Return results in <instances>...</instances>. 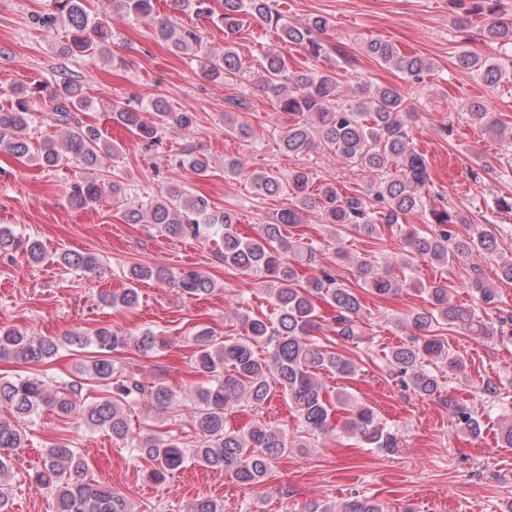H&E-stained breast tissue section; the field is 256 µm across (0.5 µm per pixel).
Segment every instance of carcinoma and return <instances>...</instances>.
Wrapping results in <instances>:
<instances>
[{
    "label": "carcinoma",
    "instance_id": "obj_1",
    "mask_svg": "<svg viewBox=\"0 0 512 512\" xmlns=\"http://www.w3.org/2000/svg\"><path fill=\"white\" fill-rule=\"evenodd\" d=\"M275 2L222 0L221 12L217 14L211 7L212 0H173L175 9L223 26L227 37L240 31L242 17L249 15L273 29L282 42L304 50L313 61L310 66L293 70L283 56L271 50L257 72L256 85L271 98L276 111L288 115V125L279 130L280 149L295 156L317 150L340 156L375 176L373 202L341 193L330 184L314 188V178L306 168L283 178L271 171H257L251 174L253 187L263 196H288V206L277 213L275 221L261 225L257 238L248 240L236 231L232 213L214 209L203 197L186 196L177 183L145 204L127 206L122 212L125 223L156 224L171 237L199 238L215 230L220 232L224 263L243 273L258 275L273 310L267 314L249 310L240 314L241 333L237 337L226 339L209 329L196 333L194 369L206 378V383L196 387L189 398L190 426L196 434L191 448L169 431L139 438L129 422L128 412L135 405L146 404L164 412L180 402V393L174 388L163 382L147 384L137 370L123 368L114 360V355L130 346L144 356L159 351L164 340L153 330L147 328L136 336H126L102 326L89 334L50 337L31 336L18 328L1 326V360L41 364L62 348L85 353V381L99 387L102 396L90 401L83 399L84 381L52 389L37 375L0 376V409L6 413L0 420V512H12L13 488L8 475L16 450L28 441L26 425L45 409L61 418L77 419L89 429L108 432L134 458L151 464L147 477L154 483L173 477L189 462L220 471L243 486L261 483L271 463L288 452L286 431L262 423L246 431L230 430L224 425V410L243 402L259 409L278 394L288 399L298 427L307 435L328 434L334 408L338 407L348 414L344 423L348 434L383 452L400 451L397 436L385 429L372 407L346 393L336 394L334 403L327 400L321 375L332 373L348 378L358 370L353 360L333 347L328 334L346 342L354 340L359 335L357 320L363 304L357 292L338 282L326 266L318 267L317 274L306 280L300 278L298 268L315 263V252L289 240L285 232L288 227L304 223L308 212L318 207L326 224L349 226L368 237L377 236L381 228L391 227L404 215L425 207L427 163L411 145L404 128L403 116L409 108L402 92L394 86L373 88L359 81L353 88L352 102L340 101L342 65L326 70L318 67L321 59L332 54L349 63L347 55L336 45L319 38L328 21L316 16L302 25L292 24ZM498 2L474 0V12L484 16L483 35L498 44L501 52L495 57H478L463 50L456 57L457 66L488 86L503 81L512 84V19L499 15ZM112 4L126 15L149 17L156 13L155 0H112ZM91 8V0H52L51 11L36 12L31 20L39 28L62 25L68 30L63 53L106 57L111 54V21L92 14ZM154 32L173 52L195 57L206 80L226 85L245 79L233 41H225L224 48L215 51L196 32L160 17L155 20ZM364 52L415 81L422 80V75L431 70L428 58L404 54L384 39L367 41ZM8 99V107L0 108V152L18 157L28 155L32 144L27 130L35 119L44 118L63 129L64 136L59 142L46 139L40 143L37 157L41 165L100 171L106 160L114 156L112 141L100 128L86 125L80 118V113L90 107V101L79 81L63 77L50 88L45 84L33 89L18 86L10 90ZM463 110L473 123L501 133V123L485 101L472 100ZM112 120L153 146L161 142L164 129H192L197 114L158 97L141 111L115 105ZM224 129L242 139L253 136L252 126L231 110L224 113ZM179 166L203 177L210 164L207 158L189 153L179 161ZM101 191L98 178H83L71 183L66 199L76 208H85L99 201ZM434 218V225L427 230H403V266H411L418 257L446 264L473 251L498 253V239L490 230L476 227L468 235L456 233L455 225L467 223L460 213L444 208L434 211ZM20 250L33 262L43 260L40 242L24 241L11 228L1 227L0 256L12 258ZM60 261L89 271L97 267V258L89 254L65 253ZM357 272L366 287L377 295L400 289L397 276L371 260L358 261ZM144 279L163 282L187 297L209 295L216 289L212 278L195 269L173 272L161 267L134 266L128 277L132 286L102 294L101 303L116 312L136 308L139 293L133 284ZM471 288L479 303L488 306L497 302L496 289L482 280H474ZM424 292L430 308L408 317L418 336L407 344L392 347L387 360L395 379L429 399L443 388L441 376L430 365L441 361L451 370L462 371L466 367L462 357L449 352L441 339L433 335V327L457 325L474 336L488 339L498 335V330L475 309L450 303L448 286L434 283ZM317 299L326 301L336 312L326 323L317 315ZM448 409L458 424L472 433L478 432L480 422L467 406L455 402ZM84 471L85 462L79 450L68 442H59L46 450L39 469L30 476V484L53 495L55 512H134L132 503L123 495L101 483L85 481ZM184 512H224V505L209 497H198L185 505ZM303 512L389 510L387 504L363 497L339 504L313 502L305 505Z\"/></svg>",
    "mask_w": 512,
    "mask_h": 512
}]
</instances>
